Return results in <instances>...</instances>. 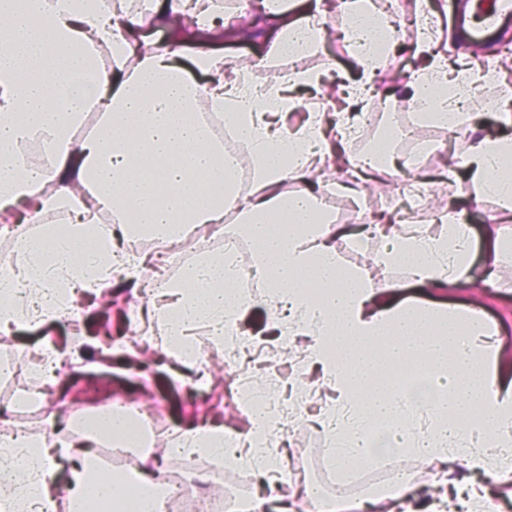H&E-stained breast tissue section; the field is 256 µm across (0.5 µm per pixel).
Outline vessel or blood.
<instances>
[{"label":"vessel or blood","instance_id":"obj_1","mask_svg":"<svg viewBox=\"0 0 512 512\" xmlns=\"http://www.w3.org/2000/svg\"><path fill=\"white\" fill-rule=\"evenodd\" d=\"M451 19L470 46L494 42L512 32V0H460Z\"/></svg>","mask_w":512,"mask_h":512}]
</instances>
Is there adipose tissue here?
I'll return each instance as SVG.
<instances>
[{
    "label": "adipose tissue",
    "instance_id": "1",
    "mask_svg": "<svg viewBox=\"0 0 512 512\" xmlns=\"http://www.w3.org/2000/svg\"><path fill=\"white\" fill-rule=\"evenodd\" d=\"M300 0H264L256 18L264 50L250 66L316 49L325 32L321 7L297 14ZM353 29L350 58L362 78L346 86L351 102L371 90L370 80L391 48L389 16L376 0H337ZM223 0H0V214L19 209L36 231L18 237V265L0 268V333L71 314L76 293H102L127 260L117 236H147L179 247L195 228L223 234L225 207L239 208L246 236L259 242L252 268L268 305L286 313L282 335L308 337L305 361L317 367L336 399L314 421L329 441L332 465L347 473L356 461L411 455L427 465L456 463L480 472L485 486L512 470V382L499 367L491 330L456 306L427 308L381 300L368 269L340 262L336 240L348 236L332 219L316 221L310 181L316 158L333 156L355 125L350 112L335 127L309 118L282 126L278 113L297 101L291 87L320 88L318 72L284 70L273 81L238 82L236 70L209 51L190 52L188 37L232 39ZM167 28L159 43L147 29ZM411 102L429 124L458 136L471 117L467 91L441 60L418 72ZM102 113L91 137L74 130L88 111ZM219 112L250 146L256 178L240 193L234 165L198 115ZM40 146L33 164L22 153ZM456 166L479 196L498 198L512 212V138L472 141ZM294 183L283 193L284 183ZM64 213L67 226L45 223ZM118 216L100 228L102 213ZM386 242L378 268L405 269L422 288L473 285V230L449 210L438 224L375 225ZM243 271L234 251L204 253L165 280L148 305L165 331L166 354L192 366L193 334L204 328L223 343L250 299L237 286ZM413 377L392 383L397 373ZM429 416L425 426L404 420L409 408ZM279 425L260 411L247 431L223 425L174 427L165 454L204 455L228 467H249L266 483L247 512H293L295 500L314 512H344L311 484L285 493L282 456L256 460L254 448ZM139 447L120 405L92 413L83 434L55 446L45 436L0 434V512H57L56 458L71 463L69 512H162L165 489L147 470L109 474L93 452L99 437Z\"/></svg>",
    "mask_w": 512,
    "mask_h": 512
}]
</instances>
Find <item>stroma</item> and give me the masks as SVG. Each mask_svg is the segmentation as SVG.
<instances>
[{
    "mask_svg": "<svg viewBox=\"0 0 512 512\" xmlns=\"http://www.w3.org/2000/svg\"><path fill=\"white\" fill-rule=\"evenodd\" d=\"M414 0H398L397 9L408 20L397 33L395 49L385 60V81L375 84L373 96L386 109L397 111L406 106L411 94L409 82L413 75L434 58L455 62L463 57L460 39L449 23L445 6L436 20L434 40L430 49L419 46L415 23L410 22ZM334 69H327V62ZM347 46L336 38H326L316 53L286 61V68L322 73L324 83H346L352 76ZM466 138L440 139L439 146L425 166L413 173L390 168L376 171L372 181L363 186L365 193L377 191L378 182L387 189L380 193L389 207H396L409 182L427 186L437 211H445L449 202L462 203L477 242L474 271L476 284L471 288L448 286L426 289L412 284L404 269H378L373 273L374 286L381 296L422 306L448 304L468 309L489 324L493 341L501 351L503 362L512 363V257L503 258L494 278H487L484 255L489 245L488 234L512 233V222H506L498 200L486 197L474 201L473 185L449 166L448 158L465 152ZM188 262L187 251L174 249L166 253H150L145 267L137 276L120 272L112 279L109 307L87 304L80 308L77 321L48 320L13 331L0 342V363L10 371L0 376V430L23 429L32 435L56 429L59 419L76 410H93L95 403L106 398L134 400L147 407H159L168 427L188 423L223 422L225 429L243 431L249 426L250 414L237 396L240 377L236 369L224 366L222 354H215L207 379H198L195 372L172 359L163 351L161 336H154L149 355H142L134 345L128 325V303L142 299L156 275L175 276ZM253 302L237 321L239 331L257 353L254 359H243L254 381H263L273 367H287L302 355L305 337H296L289 349H282L276 331V318L262 300L260 289L251 292ZM55 348L63 358V369L55 384L43 395V403L35 410L18 406V395L37 388L29 372L30 358L44 348ZM286 466L303 467L310 484L322 496L343 497L348 502L368 499L379 490L383 475L390 473L386 464L370 466L357 481L345 484L327 479V440L322 431L311 426L294 429L286 436ZM402 468L414 487L409 507L416 512H460L457 502L445 501L446 489L437 485L416 459L406 458Z\"/></svg>",
    "mask_w": 512,
    "mask_h": 512,
    "instance_id": "1",
    "label": "stroma"
}]
</instances>
